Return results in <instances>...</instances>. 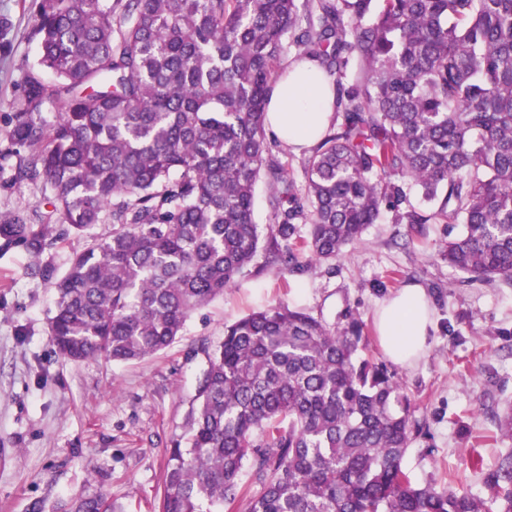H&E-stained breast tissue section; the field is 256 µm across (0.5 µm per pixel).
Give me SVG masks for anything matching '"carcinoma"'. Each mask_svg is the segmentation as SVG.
Instances as JSON below:
<instances>
[{
	"label": "carcinoma",
	"mask_w": 512,
	"mask_h": 512,
	"mask_svg": "<svg viewBox=\"0 0 512 512\" xmlns=\"http://www.w3.org/2000/svg\"><path fill=\"white\" fill-rule=\"evenodd\" d=\"M38 66L7 136L28 151L16 184L46 212L0 214V240L34 257L58 227L112 234L56 278L51 339L66 359L158 353L224 294L261 243L291 268L336 259L381 211L461 224L441 258L512 286V0H31ZM334 77L338 127L288 180L265 113L285 35ZM54 105L55 119L43 116ZM266 178L274 222L262 234ZM431 204L404 209L407 189ZM308 225L302 232L301 225ZM338 328L284 303L206 348L184 434L167 449L159 512H512V450L482 475L416 485L402 468L415 424L388 371ZM61 512H116L101 492ZM272 214V207L269 203V192L265 179H261L256 187V208L255 220L262 228L270 224V216Z\"/></svg>",
	"instance_id": "carcinoma-1"
}]
</instances>
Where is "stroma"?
I'll return each instance as SVG.
<instances>
[{
  "instance_id": "35a3bbf8",
  "label": "stroma",
  "mask_w": 512,
  "mask_h": 512,
  "mask_svg": "<svg viewBox=\"0 0 512 512\" xmlns=\"http://www.w3.org/2000/svg\"><path fill=\"white\" fill-rule=\"evenodd\" d=\"M30 0H0V213L39 209L40 185L12 181L19 150L4 135L28 72L38 68ZM458 224H398L382 212L336 260L291 273L255 258L223 296L194 312L167 349L129 363L71 361L50 341L54 290L32 274H63L111 225L61 238L40 257L0 249V512H57L81 492L103 491L118 512H158L161 472L185 415L204 349L224 327L279 302L330 324H365V354L385 365L420 431L402 466L420 485L447 484L466 461L493 465L512 450L495 417L512 407V286L469 282L439 251ZM425 288L435 308L432 347L412 368L387 361L377 304L402 286ZM464 473V472H463Z\"/></svg>"
}]
</instances>
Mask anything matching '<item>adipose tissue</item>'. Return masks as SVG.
<instances>
[{"label": "adipose tissue", "mask_w": 512, "mask_h": 512, "mask_svg": "<svg viewBox=\"0 0 512 512\" xmlns=\"http://www.w3.org/2000/svg\"><path fill=\"white\" fill-rule=\"evenodd\" d=\"M334 116L329 79L315 65H292L287 77L271 89L266 126L286 146L302 148L317 142ZM432 326V305L424 289L411 286L385 300L376 318L386 356L414 364L426 352Z\"/></svg>", "instance_id": "obj_1"}]
</instances>
